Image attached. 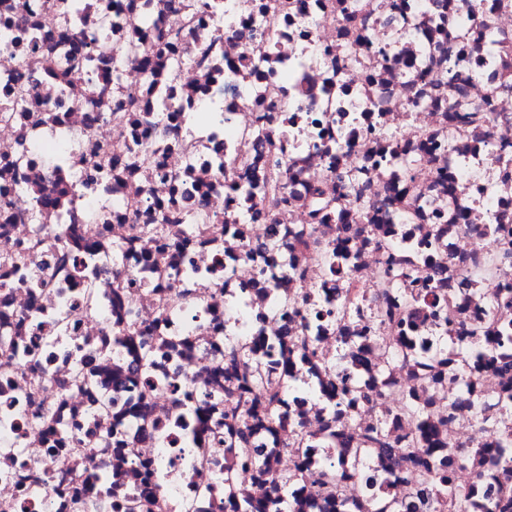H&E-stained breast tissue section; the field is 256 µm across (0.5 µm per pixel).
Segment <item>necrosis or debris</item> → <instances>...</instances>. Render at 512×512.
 I'll return each instance as SVG.
<instances>
[{
	"mask_svg": "<svg viewBox=\"0 0 512 512\" xmlns=\"http://www.w3.org/2000/svg\"><path fill=\"white\" fill-rule=\"evenodd\" d=\"M500 448L512 0H0V512H512Z\"/></svg>",
	"mask_w": 512,
	"mask_h": 512,
	"instance_id": "necrosis-or-debris-1",
	"label": "necrosis or debris"
}]
</instances>
